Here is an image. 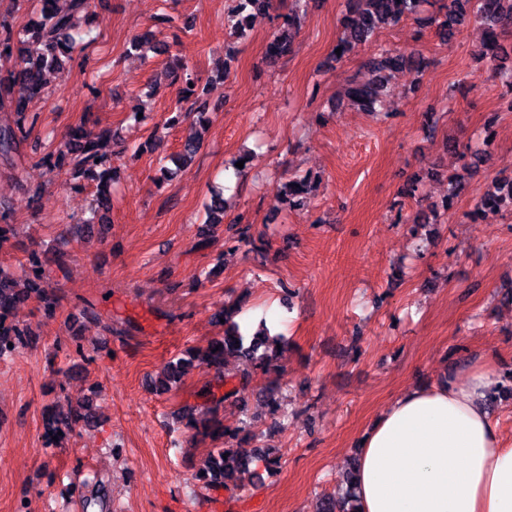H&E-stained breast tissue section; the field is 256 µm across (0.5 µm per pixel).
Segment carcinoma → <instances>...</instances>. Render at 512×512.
<instances>
[{"instance_id": "1", "label": "carcinoma", "mask_w": 512, "mask_h": 512, "mask_svg": "<svg viewBox=\"0 0 512 512\" xmlns=\"http://www.w3.org/2000/svg\"><path fill=\"white\" fill-rule=\"evenodd\" d=\"M234 5L227 13L225 23L235 32L242 33L253 18L250 9H261L269 0H233ZM421 0H346V13L343 16V35L337 43L341 53H348L357 45L373 42L376 33L387 26L417 13ZM88 16H97L95 0H69L67 9L57 6V0H39V9L28 24L19 31L0 23V61L9 63L5 73L0 74V107L9 105L18 115L15 125L0 127V159L12 164L19 153V146L28 136L30 128L38 122V114L27 111V103L41 96L46 88L47 76L63 73L78 52L89 59V49L96 43L97 36L92 30L82 28V21ZM475 17L483 26V55L490 63H496L497 74L512 88V68L502 64L505 50L501 38L512 32V0H448L439 14L428 18V23L443 34H452L460 26ZM299 31L298 0H291L288 14L283 23L271 35L269 52L278 57L292 51L295 35ZM426 66L425 60L416 52H404L381 45L365 63V67L374 77L354 79L346 88L344 95L354 108L363 112H375L382 106L389 90L387 71L407 70L420 72ZM188 116L192 125L206 129L212 123L208 112V103L202 96H196ZM71 140L76 148L59 145L55 150L46 152L40 159L50 174L59 168L60 158L71 155L70 168L66 171V181L80 188L85 181L97 183V195L91 216L84 224L95 222L98 214L111 206V182L115 168L111 167L99 152L100 135L86 130L83 126L75 128ZM201 148L198 138H189L182 144L179 153L171 158L177 167L188 165ZM474 172L473 165H464L463 170L448 175L449 193L445 204H450L465 177ZM285 200L288 206L301 205L311 190L308 177L293 176L284 184ZM512 214V178L498 181L493 189L475 197L472 215L486 212ZM45 268L38 253L27 251L26 264L20 271H12L0 265V361L15 356L21 349L32 344L34 333L26 321L18 318L21 304L34 298L43 311L51 314L58 306V298L43 287ZM238 308L224 306L215 318L224 319V335L210 341L203 349L191 347L181 357L167 362L162 370L150 379L152 387L160 393L177 388L191 367H205L224 373V364L229 359L242 361L246 369L242 373V386H234L216 398L211 391L209 413L211 417L201 420L195 417V409L181 408L177 418L185 422V427L203 438L210 439L214 446L204 460L196 477L208 489H230L229 482L237 471H246L255 462H261L269 470L278 466L279 460L267 448H246L244 444L250 437L244 434L245 428L226 426L217 414L224 402H240L241 392L245 390L252 371L259 370L266 376V383L258 389L259 397L267 402L272 411H277V385L271 375L278 372L277 346L283 345L282 337L270 344L268 333L257 332L246 340L240 324L235 321ZM96 420L93 400L81 397L69 399L66 404H54L45 414L46 434L52 438L58 434L68 435L80 424L90 425ZM317 512H357L355 495L347 489L340 496L326 494L317 506Z\"/></svg>"}]
</instances>
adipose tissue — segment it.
<instances>
[{"instance_id": "obj_1", "label": "adipose tissue", "mask_w": 512, "mask_h": 512, "mask_svg": "<svg viewBox=\"0 0 512 512\" xmlns=\"http://www.w3.org/2000/svg\"><path fill=\"white\" fill-rule=\"evenodd\" d=\"M489 364L403 391L358 442L359 512H512V444Z\"/></svg>"}]
</instances>
